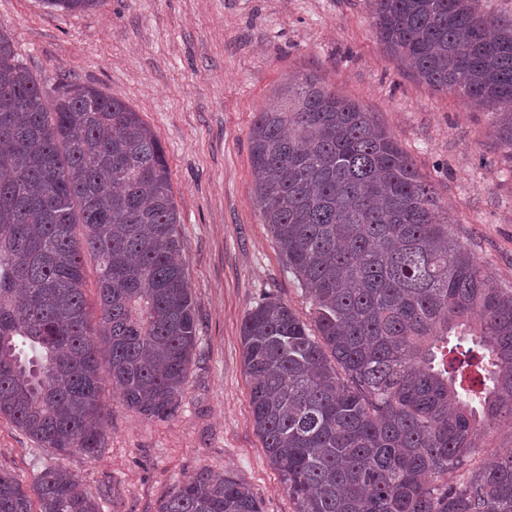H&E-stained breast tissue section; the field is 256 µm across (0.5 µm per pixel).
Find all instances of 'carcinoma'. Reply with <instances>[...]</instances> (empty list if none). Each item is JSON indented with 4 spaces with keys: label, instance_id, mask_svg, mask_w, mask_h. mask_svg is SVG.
Returning <instances> with one entry per match:
<instances>
[{
    "label": "carcinoma",
    "instance_id": "carcinoma-1",
    "mask_svg": "<svg viewBox=\"0 0 512 512\" xmlns=\"http://www.w3.org/2000/svg\"><path fill=\"white\" fill-rule=\"evenodd\" d=\"M86 11L98 0H43ZM378 40L433 87L492 109L512 167V15L480 0H369ZM263 223L312 300L313 326L266 300L241 327L252 425L296 512H512V288L485 276L432 185L374 115L313 75L258 113ZM161 143L121 98L48 102L0 31V417L45 448L94 456L103 385L174 416L197 343ZM98 269V316L84 255ZM475 348L459 352L457 339ZM0 512H100L68 472H0ZM158 512H260L203 470Z\"/></svg>",
    "mask_w": 512,
    "mask_h": 512
}]
</instances>
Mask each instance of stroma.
Returning <instances> with one entry per match:
<instances>
[{
    "label": "stroma",
    "instance_id": "obj_1",
    "mask_svg": "<svg viewBox=\"0 0 512 512\" xmlns=\"http://www.w3.org/2000/svg\"><path fill=\"white\" fill-rule=\"evenodd\" d=\"M0 29L47 99L90 85L130 105L167 159L198 342L174 416L147 418L104 386L99 451L58 454L0 418V471L31 486L69 471L101 512H157L200 470L233 474L261 512H295L251 423L241 326L266 299L312 306L255 198L250 133L286 77L313 74L374 114L434 186L454 234L512 286V170L486 109L438 90L377 39L367 0H99L86 11L0 0Z\"/></svg>",
    "mask_w": 512,
    "mask_h": 512
}]
</instances>
